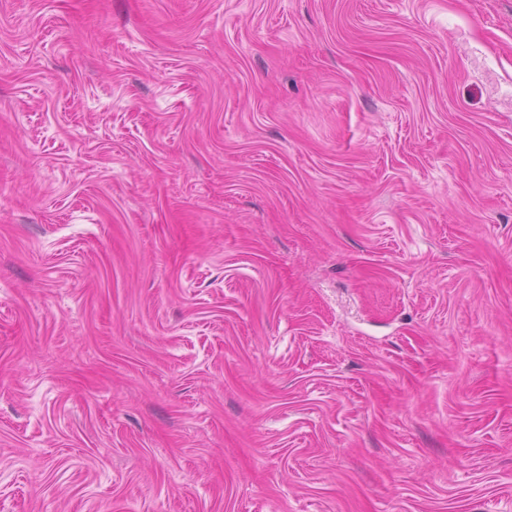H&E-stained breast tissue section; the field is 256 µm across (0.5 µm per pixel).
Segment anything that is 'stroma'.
Returning a JSON list of instances; mask_svg holds the SVG:
<instances>
[{"instance_id": "stroma-1", "label": "stroma", "mask_w": 512, "mask_h": 512, "mask_svg": "<svg viewBox=\"0 0 512 512\" xmlns=\"http://www.w3.org/2000/svg\"><path fill=\"white\" fill-rule=\"evenodd\" d=\"M0 512H512V0H0Z\"/></svg>"}]
</instances>
